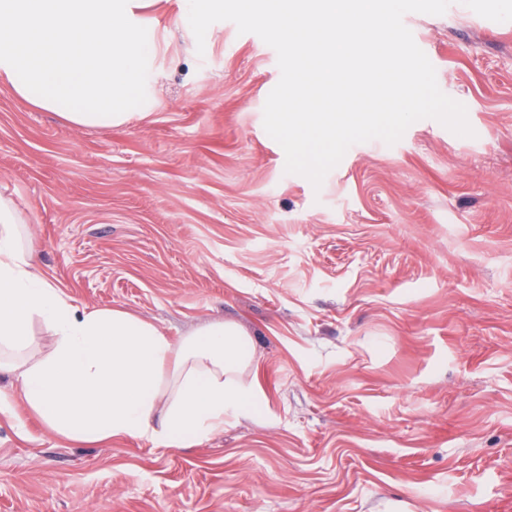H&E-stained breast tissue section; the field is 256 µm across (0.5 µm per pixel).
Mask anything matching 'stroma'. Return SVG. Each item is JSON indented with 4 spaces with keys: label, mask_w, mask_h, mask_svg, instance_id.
<instances>
[{
    "label": "stroma",
    "mask_w": 512,
    "mask_h": 512,
    "mask_svg": "<svg viewBox=\"0 0 512 512\" xmlns=\"http://www.w3.org/2000/svg\"><path fill=\"white\" fill-rule=\"evenodd\" d=\"M148 112L70 125L0 83V196L75 304L252 336L257 412L186 449L71 443L0 377V512H512V0L405 25L474 137L352 145L313 188L263 109L277 54L147 0Z\"/></svg>",
    "instance_id": "35a3bbf8"
}]
</instances>
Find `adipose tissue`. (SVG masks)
I'll return each mask as SVG.
<instances>
[{
	"label": "adipose tissue",
	"instance_id": "ef3b65f1",
	"mask_svg": "<svg viewBox=\"0 0 512 512\" xmlns=\"http://www.w3.org/2000/svg\"><path fill=\"white\" fill-rule=\"evenodd\" d=\"M23 226L0 197V372L14 376L19 399L49 431L79 443L187 448L256 409L243 379L254 346L242 326L211 321L175 342L124 310L76 305L37 272ZM37 329L47 348L33 346Z\"/></svg>",
	"mask_w": 512,
	"mask_h": 512
}]
</instances>
